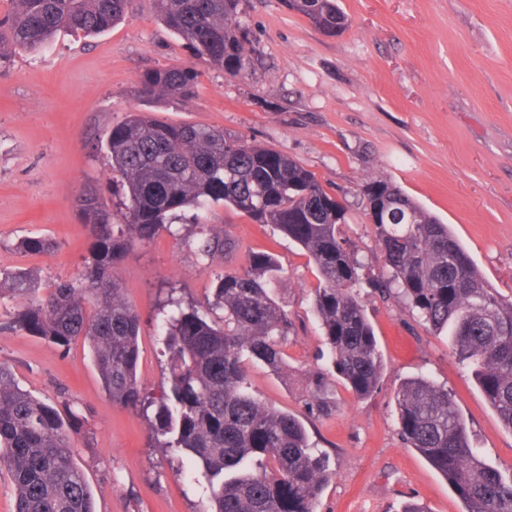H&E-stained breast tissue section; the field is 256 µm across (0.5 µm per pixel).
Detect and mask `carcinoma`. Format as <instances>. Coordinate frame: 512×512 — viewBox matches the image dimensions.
Returning a JSON list of instances; mask_svg holds the SVG:
<instances>
[{"label":"carcinoma","mask_w":512,"mask_h":512,"mask_svg":"<svg viewBox=\"0 0 512 512\" xmlns=\"http://www.w3.org/2000/svg\"><path fill=\"white\" fill-rule=\"evenodd\" d=\"M127 2L9 0L0 18V64L20 51L45 48L61 31L103 33L124 18ZM242 3L152 0L157 18L195 59L236 74L253 62L251 34L239 20ZM290 8L329 35L347 24L336 0H301ZM196 77L190 66L149 68L138 96L186 101ZM104 150L109 181L122 186L125 197L116 211L100 189L87 188L75 199L91 237L83 281H57L39 296L29 273L4 275L0 294L22 300L4 329L65 351L79 339L87 343L106 397L145 418L151 447L188 460L201 474L204 512H318L322 491L336 477L328 451L310 442L304 423L262 402L248 377L247 360L274 373L287 370L284 347L293 323L273 297L281 268L270 253L250 255L241 273L215 274L203 302L168 289L158 336L165 383L157 397L139 384L140 318L124 299L116 268L182 211L211 201L275 226L314 260L320 278L313 309L328 359L356 398L372 396L383 373L358 296L366 285L382 299L400 295L420 322L448 335L453 355L512 432V301L485 281L448 225L399 187L374 178L361 184V205L374 220L383 258L384 270L375 274L343 233L346 207L286 155L144 112H130L112 127ZM199 234L203 260L234 249L215 224L202 225ZM21 248L46 254L54 243L33 236ZM307 386L309 410L329 415L334 403L327 374L308 372ZM396 410L402 439L446 479L464 512H512V470L485 461L446 387L425 376L409 379L397 391ZM79 428L77 416L64 420L0 362V467L11 480L16 512H97L72 451Z\"/></svg>","instance_id":"obj_1"}]
</instances>
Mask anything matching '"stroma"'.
<instances>
[{"mask_svg": "<svg viewBox=\"0 0 512 512\" xmlns=\"http://www.w3.org/2000/svg\"><path fill=\"white\" fill-rule=\"evenodd\" d=\"M348 24L329 35L285 0H244L240 21L253 35L251 70L238 75L194 64L184 41L156 18L150 0H130L124 21L101 35L59 32L36 53L0 68V272L34 271L42 285L76 278L90 236L75 199L89 185L119 202L100 146L128 112L224 130L287 155L313 172L348 207L346 235L381 268L373 227L359 205V184L391 181L449 224L481 275L512 299V0H338ZM195 65V94L181 102L139 98L149 68ZM223 227L236 249L205 264L196 233ZM53 239L31 254L20 238ZM274 253L277 292L294 323L288 372L248 364L257 397L293 413L331 454L335 479L319 512H461L447 481L407 447L396 422V390L431 377L448 388L485 459L512 467V432L487 404L469 371L397 298L371 289L361 298L384 371L373 396L356 398L336 376V410L317 418L306 406L303 375L325 367L322 330L312 307L318 271L309 255L271 225L209 203L189 209L154 241L137 247L117 274L140 316L143 388L159 394L163 361L155 312L169 287L203 301L219 271H244L249 255ZM0 362L20 385L58 411L87 422L74 438L98 512H201L205 499L178 460L147 445L135 412L105 396L89 349L62 350L20 331H0Z\"/></svg>", "mask_w": 512, "mask_h": 512, "instance_id": "35a3bbf8", "label": "stroma"}]
</instances>
